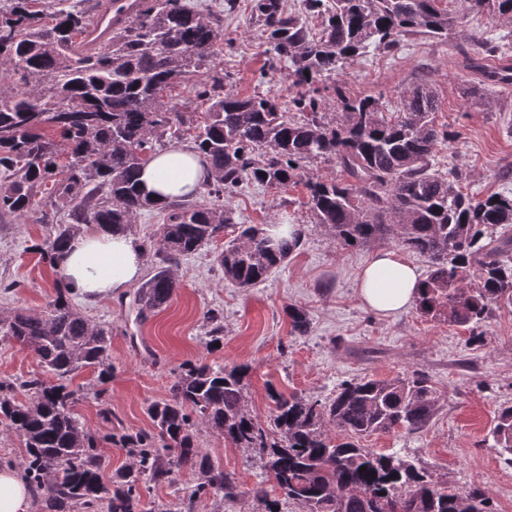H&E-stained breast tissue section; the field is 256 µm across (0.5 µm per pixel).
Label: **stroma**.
I'll list each match as a JSON object with an SVG mask.
<instances>
[{"instance_id":"1","label":"stroma","mask_w":512,"mask_h":512,"mask_svg":"<svg viewBox=\"0 0 512 512\" xmlns=\"http://www.w3.org/2000/svg\"><path fill=\"white\" fill-rule=\"evenodd\" d=\"M188 2L221 16L215 63L232 74L225 90L274 94L283 103L296 93L287 65L268 53L249 0ZM475 30L512 44V24L473 16L465 32L445 40L414 36L391 53L368 48L338 75L319 81L321 94L333 98L339 83L350 95L380 94L394 103L405 89L427 81L437 92V124L456 134L437 146L435 170L461 171L464 190L473 195L512 191V179L504 177L512 172V84L486 88L480 100L467 95V88L479 84L476 75L462 71L465 34ZM306 200L304 185L280 190L250 181L224 197L238 223L298 224L304 232L288 261L249 288L230 285L208 248L168 262L158 249L162 214L138 215L129 232L142 251L144 277L165 265L178 287L162 308L143 314L132 305L134 284L99 300L74 297L87 318L112 330L111 378L100 384L88 371L73 381L80 389L76 411L82 422L101 429L100 412L108 408L126 430L151 429L148 404L166 396L179 367L197 360L248 365L244 406L264 426L272 419L274 390L325 402L349 380L422 374L440 395L429 425L413 434H371L362 445L399 453L437 481L477 486L491 512H512V463L492 448L490 434L501 407L512 406V311H495L481 342L472 330L421 316L412 306L379 316L362 304L357 281L375 252L397 249V242L341 247L314 223ZM49 231L32 216L0 221V283L11 287L0 292V317L18 308L42 311L53 296L57 274L32 251ZM291 306L306 312V335L292 334L286 313ZM215 331L222 341L212 347L208 340ZM198 441L215 465L233 474L239 492L231 499L204 495L194 512H265L249 493L266 477L262 452L237 447L205 428ZM199 480L198 471L185 468L175 483L142 488L144 512H167Z\"/></svg>"}]
</instances>
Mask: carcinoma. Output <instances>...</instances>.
<instances>
[{
  "mask_svg": "<svg viewBox=\"0 0 512 512\" xmlns=\"http://www.w3.org/2000/svg\"><path fill=\"white\" fill-rule=\"evenodd\" d=\"M142 2L96 44L85 37L83 12L61 9L47 22L29 0H11L0 11V57L18 88L0 95V215L41 204L69 211L70 221L34 246L45 264L55 267L83 226L127 231L143 210L164 214L159 249L172 260L236 225L227 206L178 196L160 204L142 187L139 173L156 151L188 140L211 172L204 181L210 195L231 194L246 180L277 189L302 181L314 223L340 246L391 239L426 257L431 269L416 302L422 315L478 328L495 310L512 307V195L474 198L461 190L462 173L432 171L436 146L454 137L434 121L432 88L405 90L394 109L381 95L350 96L338 84L334 118L313 88L371 46L391 52L410 36L446 39L472 14L512 21V0H459L458 12L445 0H303L305 17L320 20L314 33L282 0H253L270 50L300 88L286 111L271 95L224 91L227 74L211 73L219 37L211 15L184 0ZM470 43L468 71L487 85L512 83L499 44L479 32ZM197 74L196 96L207 105L200 120L172 106L173 91ZM317 159L334 161L352 182L304 176ZM276 228L246 227L216 255L228 283L249 288L288 260L303 230L291 224L284 235ZM175 288L161 266L138 304L159 308ZM288 318L294 333L308 332L303 310L288 308ZM0 334L42 367L19 383L0 381V424L24 445L21 466L39 512H139L142 484L175 481L176 455L203 476L179 508L192 512L209 492L235 497L234 478L199 446L200 426L265 452L269 480L303 512H471L475 501L491 512L478 488L451 489L396 453L362 447L364 436L417 432L430 422L439 394L422 375L345 381L324 403L273 392V426L265 429L243 408L247 366L189 362L167 396L148 406L151 430L114 434L112 411L104 409L105 432L96 435L74 412L69 381L87 369L111 376L112 329L91 323L57 279L45 311L16 310L0 320ZM20 391L32 398L18 399ZM491 434L492 447L512 455V406L501 408ZM102 440L118 442L138 466L104 481L110 461L99 451Z\"/></svg>",
  "mask_w": 512,
  "mask_h": 512,
  "instance_id": "carcinoma-1",
  "label": "carcinoma"
}]
</instances>
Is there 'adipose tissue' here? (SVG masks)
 I'll return each instance as SVG.
<instances>
[{
	"label": "adipose tissue",
	"instance_id": "ef3b65f1",
	"mask_svg": "<svg viewBox=\"0 0 512 512\" xmlns=\"http://www.w3.org/2000/svg\"><path fill=\"white\" fill-rule=\"evenodd\" d=\"M205 175L199 155L180 149L158 153L143 168L139 179L156 201L163 202L173 196L195 193ZM142 267V253L132 236L99 232L72 241L57 270L75 293L96 299L138 281ZM420 288L416 267L396 250L377 253L359 281L363 303L385 316L415 303Z\"/></svg>",
	"mask_w": 512,
	"mask_h": 512
}]
</instances>
